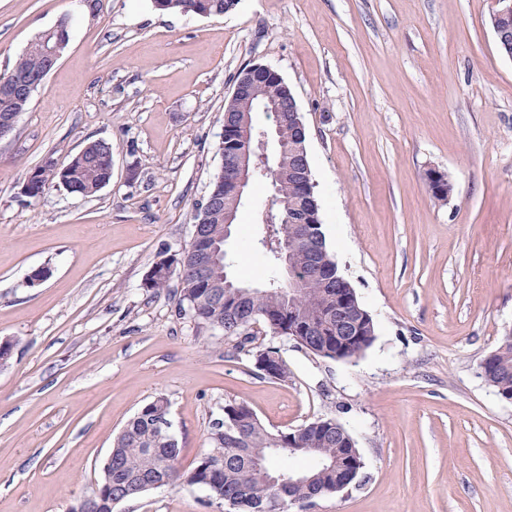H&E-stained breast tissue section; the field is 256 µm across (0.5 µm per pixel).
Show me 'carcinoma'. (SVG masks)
I'll list each match as a JSON object with an SVG mask.
<instances>
[{"instance_id": "cac0c4a2", "label": "carcinoma", "mask_w": 512, "mask_h": 512, "mask_svg": "<svg viewBox=\"0 0 512 512\" xmlns=\"http://www.w3.org/2000/svg\"><path fill=\"white\" fill-rule=\"evenodd\" d=\"M237 0H153L156 10L181 14L204 11L209 16H218L230 11ZM45 61L39 39H34L19 56L12 67L22 77L39 75ZM287 84L274 77L260 81L259 91L265 99L276 100L283 96ZM31 98L0 100V117L4 114L21 115L27 111ZM260 111L250 98L237 102V111L232 118L238 122L254 121ZM279 140L283 157L306 150V141L297 138L294 122L281 120ZM112 151L105 141H91L84 146L83 156L73 155L63 161L48 157L47 162L35 168L38 182L46 190L60 182L70 193L91 196L103 188V183L112 180V173L96 165L93 159ZM255 181L273 187L271 199L265 205L273 221L265 223L264 234L257 244L267 254L266 282L256 290L249 301V309L255 319L263 320L274 333L288 335V320L301 318L313 320L327 311L333 304V290L351 284L343 280L336 282L337 264L327 248L320 224L319 204L314 194L308 193L311 173L296 182L288 175V163L272 169L261 163L254 172ZM309 195L313 214L317 221V238L313 241L288 237V222L293 214V205ZM195 224L201 233L213 243L224 246V219L212 215L208 209L195 208ZM288 240V254L295 265H308V251L314 245L321 249L327 274L312 273L296 290L277 276L281 267L279 259L283 240ZM228 259H222L217 267L202 268L197 265L192 249L166 256L155 263L158 270L146 279L145 287L161 292L169 286L173 276H178L181 290L178 299V314L186 313L201 329L217 330L226 336L239 334L242 325L234 319L232 304L226 299L228 292L217 288L227 276ZM364 343L347 349L342 359L351 360L362 355L374 342L375 325L372 318L362 324ZM254 359H278L279 367L273 378L288 381V367L273 347L258 349ZM509 371L505 374L493 368L487 371L484 380L499 395L512 394V358H507ZM156 412L169 414L167 401L162 397L141 406L127 421L112 443V495L131 499L148 491V484L171 485L185 478L190 485L207 491V503L222 505L232 502L231 512H258V507L274 498L278 489L272 479L291 471L288 462L296 459L317 458L331 462L346 457L350 449L336 443V419L320 417L289 432L272 433L261 423L254 410L244 402L224 405L223 416L212 422L208 434V448L197 458L193 468L181 475L178 461L181 448L175 438L161 434L153 426L152 415ZM239 448H251L258 455L256 464L240 456ZM294 507L303 510L311 498L309 487L298 482L291 489Z\"/></svg>"}]
</instances>
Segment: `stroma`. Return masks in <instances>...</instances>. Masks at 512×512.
<instances>
[{"label": "stroma", "mask_w": 512, "mask_h": 512, "mask_svg": "<svg viewBox=\"0 0 512 512\" xmlns=\"http://www.w3.org/2000/svg\"><path fill=\"white\" fill-rule=\"evenodd\" d=\"M492 0H238L220 16L152 0H0V75L68 19L69 44L0 139V512H68L101 478L112 440L164 397L188 472L225 404L273 432L336 418L364 462L312 512H512V403L479 374L512 332V57ZM261 63L291 88L326 244L373 317L359 358L313 355L263 322L290 378L237 339L206 336L148 291L184 249L218 173L224 104ZM112 146L91 197L24 194L47 157ZM452 190L433 198L426 174ZM252 186L225 244L257 285L267 258ZM48 277L31 284L33 272ZM187 482L114 512H224Z\"/></svg>", "instance_id": "stroma-1"}]
</instances>
